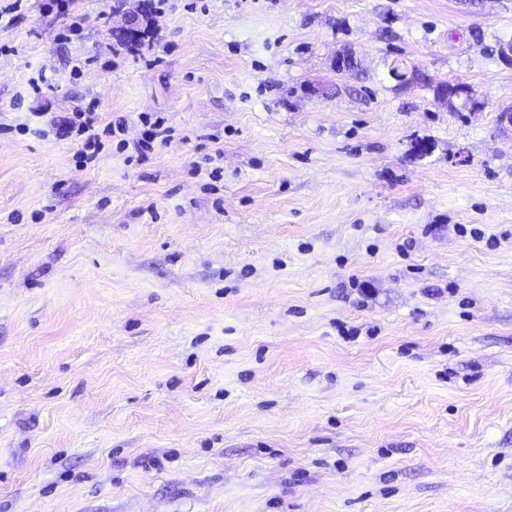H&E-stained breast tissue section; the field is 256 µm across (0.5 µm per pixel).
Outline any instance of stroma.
<instances>
[{
  "mask_svg": "<svg viewBox=\"0 0 512 512\" xmlns=\"http://www.w3.org/2000/svg\"><path fill=\"white\" fill-rule=\"evenodd\" d=\"M50 2L0 27V512H512V0H151L135 50ZM90 103L170 136L79 166ZM143 132L141 138L136 142L135 149L140 158H144L148 153L152 152L155 147L156 140L165 132L163 126V118H152L148 115L141 117Z\"/></svg>",
  "mask_w": 512,
  "mask_h": 512,
  "instance_id": "1",
  "label": "stroma"
}]
</instances>
